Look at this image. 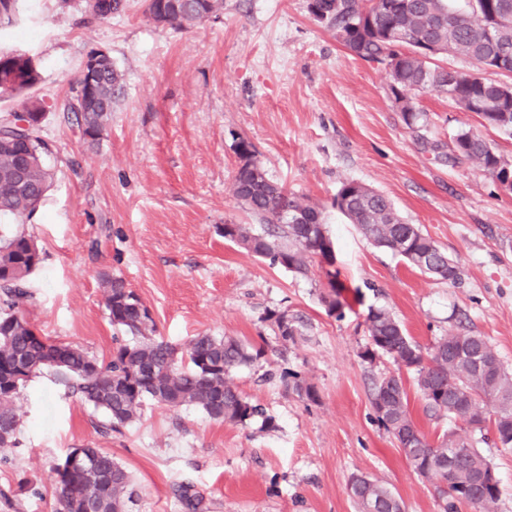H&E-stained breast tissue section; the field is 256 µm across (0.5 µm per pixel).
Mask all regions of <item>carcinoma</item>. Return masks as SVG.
<instances>
[{
	"mask_svg": "<svg viewBox=\"0 0 512 512\" xmlns=\"http://www.w3.org/2000/svg\"><path fill=\"white\" fill-rule=\"evenodd\" d=\"M21 0H0V24L12 23ZM224 0H145V14L157 21L159 10L170 12L168 24L182 27L216 17ZM311 17L335 35L357 58L389 68L390 92L407 128L417 133L423 147L429 141L422 134L423 113L410 97L427 90L446 94L465 112H477L485 126L512 133V81L493 80L480 74L458 72L448 86V68L433 62L439 54L456 53L473 60L478 68L494 71L498 50L512 48V0H308ZM41 73L31 58L21 53L0 51V102L33 88ZM124 87V75L112 59L104 61L91 90H76L66 106L74 114L83 141L90 147L100 143L112 118L114 105ZM45 111L40 100L28 102L29 127H21L22 116L10 113L0 118V215L16 223L0 225V429L10 428V442L18 444L21 414L18 401L27 382L41 374H53L73 387L83 400L105 417V429L116 431L140 414L145 402L170 408L196 406L211 419L244 424L256 417L272 425V418L252 404L228 382L231 371L260 357L242 340L234 337L198 335L181 351L156 335L148 308L124 281L102 275L105 307L112 326L128 333L132 340L120 343L108 362L77 346L63 343L43 346L33 340L30 323L19 305L27 297L26 283L41 263V253L24 224L38 211L52 184L44 156L49 145L42 137L37 113ZM238 165L232 193L250 213L267 225L259 231L247 224L224 225V236L236 239L252 255L304 277L309 276L317 255L335 253L320 208L291 195L269 178L255 159L253 145L245 139L237 144ZM452 164L469 163L494 182L512 190V161L507 160L470 130L452 138ZM334 206L377 247L390 251L405 262L412 259L397 250V244L411 236L417 256L425 265L416 269L439 281L454 284L459 279L455 262L416 224H408L391 201L375 189L356 180L341 183ZM299 209L306 224L282 222L283 211ZM329 290L322 298L326 312L342 316L353 309L357 297L326 272ZM273 314L276 336L293 342L299 335L295 321H283ZM368 343L363 357L369 361L386 355L399 367L415 374V381L428 416L453 418L465 428L432 442L412 419L406 388L394 404L392 419L377 422L391 435L401 428L413 435L423 455L420 464L410 466L445 496L444 512H458L461 505L487 512L500 496L499 478H489L476 495L463 490L471 472L495 468L474 447L476 434L470 424L486 421L501 434H512V373L502 365L488 339L474 332L450 333L425 348L406 334L402 324L385 308L370 307L365 316ZM462 387L470 399L453 409L448 404V384ZM461 448L465 459L457 467L456 482L443 488L448 472L441 468L448 449ZM94 468L57 475L56 512H124L132 498V481L127 469L101 448L87 446ZM188 512H202L203 494L178 489ZM352 501L357 512H401L393 492L374 481L353 485Z\"/></svg>",
	"mask_w": 512,
	"mask_h": 512,
	"instance_id": "1",
	"label": "carcinoma"
}]
</instances>
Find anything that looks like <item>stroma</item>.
<instances>
[{"instance_id":"stroma-1","label":"stroma","mask_w":512,"mask_h":512,"mask_svg":"<svg viewBox=\"0 0 512 512\" xmlns=\"http://www.w3.org/2000/svg\"><path fill=\"white\" fill-rule=\"evenodd\" d=\"M98 49L110 51L125 91L90 150L64 104ZM0 50L26 54L41 72L0 113L43 100L55 173L26 225L42 257L23 304L35 331L109 360L117 331L100 279L109 273L177 347L210 334L260 348L230 379L274 420L270 428L216 421L149 401L109 431L67 383L33 378L18 445L0 448V512H55L53 469L87 444L130 472L128 512H185L181 484L203 494L204 512H356L347 489L355 474L394 492L404 512H441V494L375 418L374 383L397 367L385 355L363 358L364 316L388 308L425 347L473 331L512 370V192L424 150L393 103L386 65L352 56L309 16L307 0H224L218 17L182 29L154 24L142 0L104 20L87 19L79 0H24L0 27ZM414 102L439 149L469 128L512 160V135L481 126L447 95L425 91ZM242 139L273 181L322 207L339 278L360 295L343 317L325 311L322 271L302 277L225 239V225L254 221L231 191ZM346 180L387 196L457 263L459 281L429 278L375 247L331 206ZM282 312L302 322L289 344L272 319ZM293 372L315 399L298 393ZM476 446L500 480L493 512H512V447L490 428Z\"/></svg>"}]
</instances>
